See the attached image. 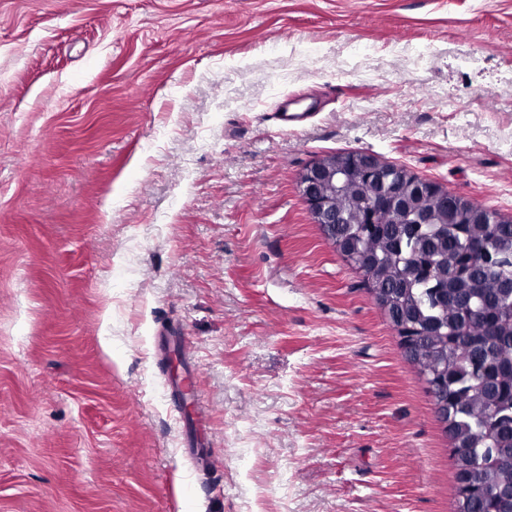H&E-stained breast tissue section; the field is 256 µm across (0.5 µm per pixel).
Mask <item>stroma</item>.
Returning <instances> with one entry per match:
<instances>
[{
    "label": "stroma",
    "instance_id": "stroma-1",
    "mask_svg": "<svg viewBox=\"0 0 512 512\" xmlns=\"http://www.w3.org/2000/svg\"><path fill=\"white\" fill-rule=\"evenodd\" d=\"M352 151L512 218V0H0V512H456Z\"/></svg>",
    "mask_w": 512,
    "mask_h": 512
}]
</instances>
